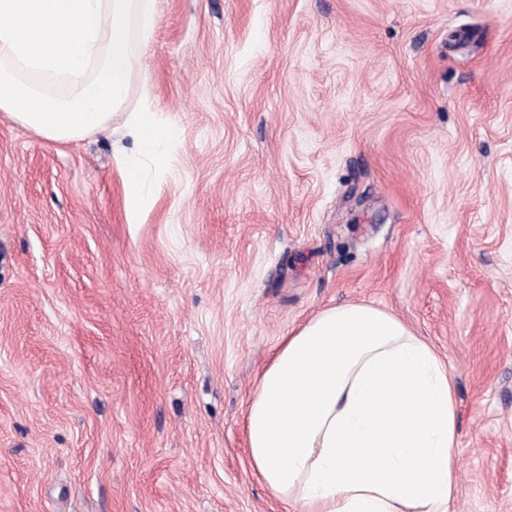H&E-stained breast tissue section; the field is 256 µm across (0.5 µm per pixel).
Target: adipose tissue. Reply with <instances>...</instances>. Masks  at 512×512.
Masks as SVG:
<instances>
[{"label":"adipose tissue","instance_id":"1","mask_svg":"<svg viewBox=\"0 0 512 512\" xmlns=\"http://www.w3.org/2000/svg\"><path fill=\"white\" fill-rule=\"evenodd\" d=\"M245 427L252 468L296 512H452L453 377L378 307H329L284 337Z\"/></svg>","mask_w":512,"mask_h":512}]
</instances>
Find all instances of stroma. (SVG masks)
I'll return each instance as SVG.
<instances>
[{"label": "stroma", "instance_id": "1", "mask_svg": "<svg viewBox=\"0 0 512 512\" xmlns=\"http://www.w3.org/2000/svg\"><path fill=\"white\" fill-rule=\"evenodd\" d=\"M146 64L133 223L111 133L0 112V512H290L245 413L346 302L450 367L454 512H512V0H159Z\"/></svg>", "mask_w": 512, "mask_h": 512}]
</instances>
